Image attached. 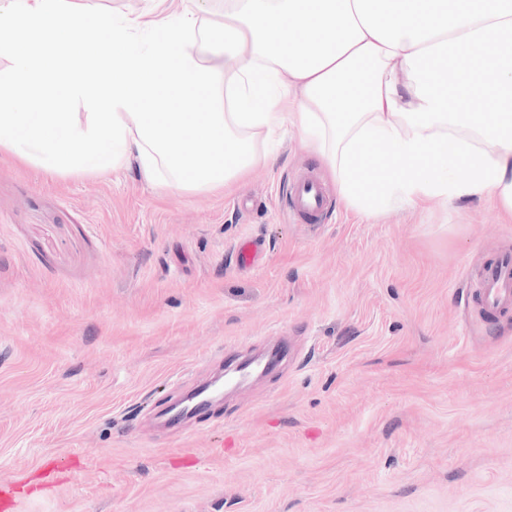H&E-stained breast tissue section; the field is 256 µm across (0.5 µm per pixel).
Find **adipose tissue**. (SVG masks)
<instances>
[{"label": "adipose tissue", "instance_id": "ef3b65f1", "mask_svg": "<svg viewBox=\"0 0 512 512\" xmlns=\"http://www.w3.org/2000/svg\"><path fill=\"white\" fill-rule=\"evenodd\" d=\"M0 153L57 177L136 164L202 192L272 165L292 121L347 208L490 202L512 217V0L0 5ZM289 73L294 95L279 93Z\"/></svg>", "mask_w": 512, "mask_h": 512}]
</instances>
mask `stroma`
<instances>
[{
    "label": "stroma",
    "mask_w": 512,
    "mask_h": 512,
    "mask_svg": "<svg viewBox=\"0 0 512 512\" xmlns=\"http://www.w3.org/2000/svg\"><path fill=\"white\" fill-rule=\"evenodd\" d=\"M279 151L225 193L0 157V481L17 512H512V311L473 302L512 221L478 200L369 220L294 128ZM305 174L327 197L316 224L287 212ZM246 238L263 253L242 269ZM275 344L278 370L160 424L226 352ZM61 454L80 469L41 489Z\"/></svg>",
    "instance_id": "stroma-1"
}]
</instances>
